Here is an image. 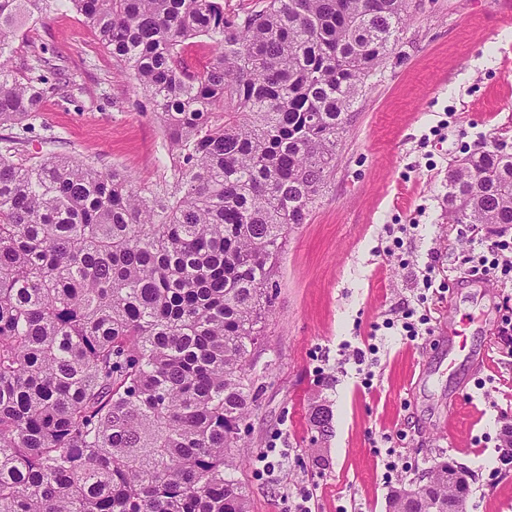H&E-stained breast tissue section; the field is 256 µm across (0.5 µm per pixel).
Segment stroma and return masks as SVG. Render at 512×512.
<instances>
[{
  "mask_svg": "<svg viewBox=\"0 0 512 512\" xmlns=\"http://www.w3.org/2000/svg\"><path fill=\"white\" fill-rule=\"evenodd\" d=\"M511 9L506 0H421L353 105L334 173L306 223L288 232L274 314L251 359L258 397L241 427L238 473L251 512H297L305 493L310 512H388L397 481L442 460L468 471V512H512V465L502 460L512 355L477 325L512 316V284L485 292L464 280L467 257L512 225L448 221L450 164L494 141L512 152ZM27 37L16 61L32 43L64 56L72 98L48 99L31 126L0 128L1 138H20L32 156L119 169L148 191L171 179L162 127L136 109L138 85L80 16L60 5ZM406 305L427 315L432 335L410 342L384 328ZM452 317L467 343L454 354L433 337ZM371 345L366 387L353 351ZM319 411L329 427L315 426ZM265 452L274 471L258 460Z\"/></svg>",
  "mask_w": 512,
  "mask_h": 512,
  "instance_id": "1",
  "label": "stroma"
}]
</instances>
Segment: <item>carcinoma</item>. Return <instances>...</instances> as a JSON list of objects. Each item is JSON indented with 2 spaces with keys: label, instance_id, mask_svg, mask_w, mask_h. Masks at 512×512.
I'll return each mask as SVG.
<instances>
[{
  "label": "carcinoma",
  "instance_id": "carcinoma-1",
  "mask_svg": "<svg viewBox=\"0 0 512 512\" xmlns=\"http://www.w3.org/2000/svg\"><path fill=\"white\" fill-rule=\"evenodd\" d=\"M59 0H0V127L71 100L15 42ZM167 136L172 181L0 141V512H250L241 425L288 230L306 223L367 80L419 0H66ZM213 43L187 68L192 40ZM448 222L512 224V153L448 169ZM431 468L389 512H448Z\"/></svg>",
  "mask_w": 512,
  "mask_h": 512
}]
</instances>
